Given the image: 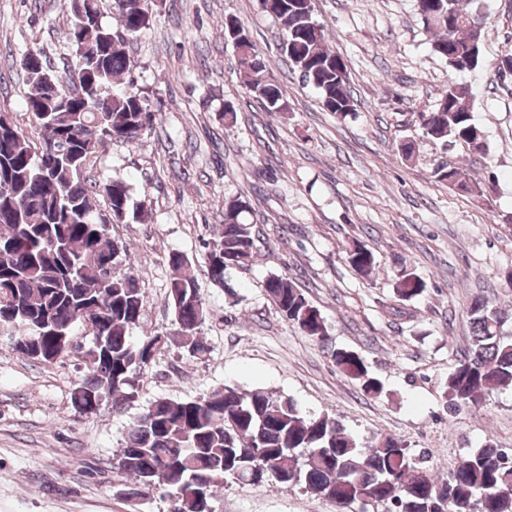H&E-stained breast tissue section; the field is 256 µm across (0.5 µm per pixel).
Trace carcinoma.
Returning <instances> with one entry per match:
<instances>
[{"instance_id": "1", "label": "carcinoma", "mask_w": 512, "mask_h": 512, "mask_svg": "<svg viewBox=\"0 0 512 512\" xmlns=\"http://www.w3.org/2000/svg\"><path fill=\"white\" fill-rule=\"evenodd\" d=\"M485 0H417L432 50L455 72L482 64ZM264 13L288 37L283 51L302 83L313 88L323 108L346 116L354 109L350 72L328 44L313 0H266ZM118 26L102 21L100 0H72L64 33L69 51L61 76L45 50L30 46L19 57L30 91L29 121L39 131V146L20 132L13 118L0 113V333L16 337L15 349L52 363L70 354L74 327L93 328L100 338L82 352L87 366L72 391L75 410L92 413L104 401L115 406L135 397L133 375L163 350L176 346L192 357L208 352L200 337L207 317L195 268L179 251L168 255L167 299L178 332H156L135 341L144 308L139 276L117 267L127 247L112 238L108 225L141 222L148 193L133 197L128 180L115 174L91 191L82 178L99 154L115 142L135 144L155 130L148 98L123 80L133 69L129 39L152 22L147 0H112ZM224 37L236 47L237 66L246 89L266 112L288 111L279 80L270 72L250 35ZM465 85L448 83L440 99L421 113L423 134L443 144H462L483 154L487 144L476 123ZM434 176L449 187L485 197L487 186L467 177L458 165H442ZM106 199L99 209L96 196ZM236 196L224 202V223L203 242L211 281L236 296L232 270L258 258L260 230L252 209ZM349 264L368 275L375 267L371 249L356 244ZM280 315L302 334L327 340L321 311L288 275H272L264 285ZM425 281L405 272L395 294L408 300L423 293ZM470 340L466 353L448 374V410L477 406L497 387H512V335L502 332L508 316L477 297L465 312ZM336 368L363 394L377 395L383 385L365 359L353 350L334 348ZM430 454L416 455L390 436L360 446L344 425L326 414L307 416L290 398L262 388L224 384L195 400H154L129 428L118 469L132 478L128 495L140 497L164 486L178 494L171 512H202L198 486L215 491L225 481L254 486L273 479L334 501L341 512L350 505L381 506L384 512H512V448L492 441L471 450L443 481L429 470Z\"/></svg>"}]
</instances>
